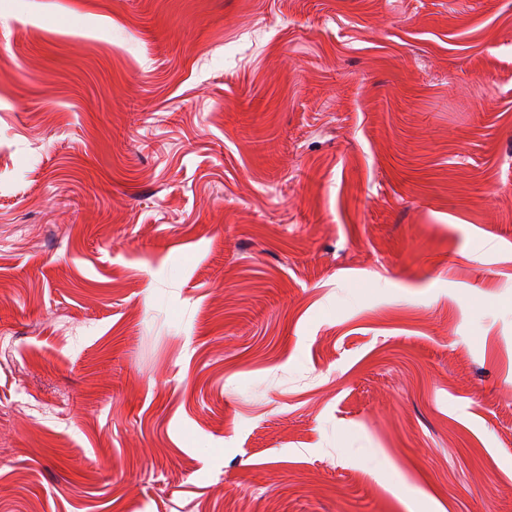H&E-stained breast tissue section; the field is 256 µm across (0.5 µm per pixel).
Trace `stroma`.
Instances as JSON below:
<instances>
[{
  "label": "stroma",
  "instance_id": "35a3bbf8",
  "mask_svg": "<svg viewBox=\"0 0 512 512\" xmlns=\"http://www.w3.org/2000/svg\"><path fill=\"white\" fill-rule=\"evenodd\" d=\"M512 512V0H0V512Z\"/></svg>",
  "mask_w": 512,
  "mask_h": 512
}]
</instances>
